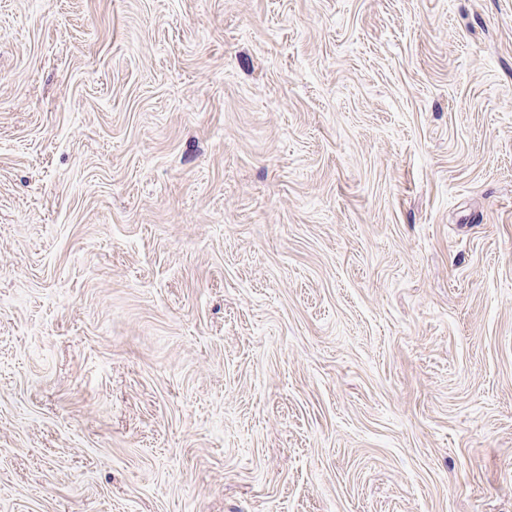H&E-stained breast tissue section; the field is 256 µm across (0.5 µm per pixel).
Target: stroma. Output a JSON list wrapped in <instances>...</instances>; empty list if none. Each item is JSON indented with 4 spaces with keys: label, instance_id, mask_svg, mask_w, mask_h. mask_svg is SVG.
<instances>
[{
    "label": "stroma",
    "instance_id": "1",
    "mask_svg": "<svg viewBox=\"0 0 512 512\" xmlns=\"http://www.w3.org/2000/svg\"><path fill=\"white\" fill-rule=\"evenodd\" d=\"M0 512H512V0H0Z\"/></svg>",
    "mask_w": 512,
    "mask_h": 512
}]
</instances>
